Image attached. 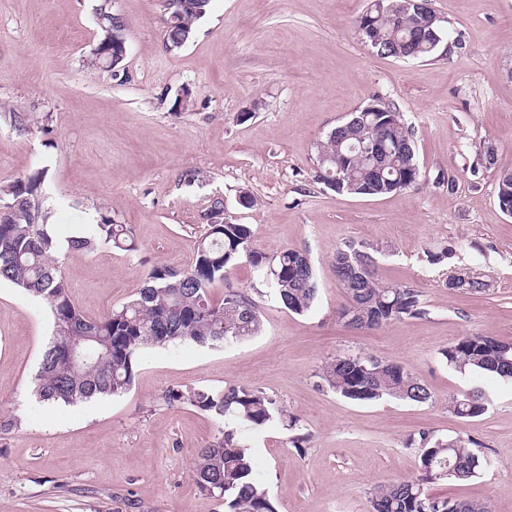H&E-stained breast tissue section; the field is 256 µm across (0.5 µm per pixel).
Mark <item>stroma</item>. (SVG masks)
Here are the masks:
<instances>
[{
	"mask_svg": "<svg viewBox=\"0 0 512 512\" xmlns=\"http://www.w3.org/2000/svg\"><path fill=\"white\" fill-rule=\"evenodd\" d=\"M163 2L0 0V186L45 170L40 205L63 239L104 215L131 228L137 251L61 258L89 317L126 302L153 265L190 264L217 195L229 221L252 227L254 249L310 254L317 300L308 314L288 311L240 259L224 286L258 304L261 335L149 350L123 396L48 407L30 382L53 334L50 310L0 281V512H224L196 487L193 465L226 426L250 448L278 512H368L376 484L417 476L407 442L421 432L473 440L492 460L430 495L512 512V385L456 373L441 357L468 334L512 342V216L495 193L512 171V0H432L448 37L433 58L413 61L361 41L355 22L369 0H211L177 49L164 41ZM105 3L126 24L114 70L91 63ZM377 98L412 127L420 182L385 197L315 182L317 142ZM483 145L496 163L471 175ZM349 243L373 253L380 280L417 288L426 317L371 331L340 320L334 263ZM446 246L452 258L429 262ZM459 275L484 290L449 288ZM343 356L402 363L431 398L344 399L321 378ZM228 384L263 390L281 418L255 429L166 400L179 386ZM475 389L487 411L458 418L449 400Z\"/></svg>",
	"mask_w": 512,
	"mask_h": 512,
	"instance_id": "35a3bbf8",
	"label": "stroma"
}]
</instances>
